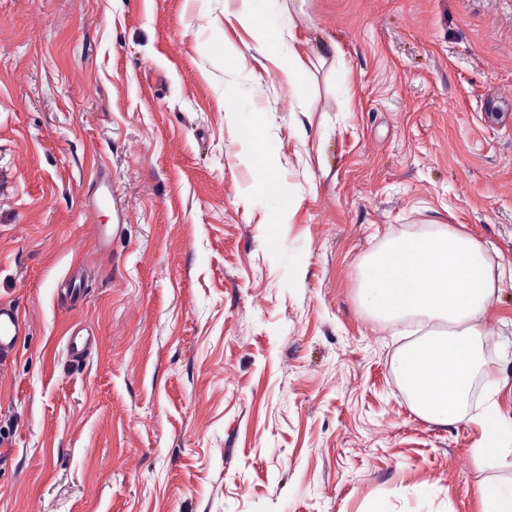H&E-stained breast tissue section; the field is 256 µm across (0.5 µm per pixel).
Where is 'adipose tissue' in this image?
<instances>
[{
    "label": "adipose tissue",
    "mask_w": 512,
    "mask_h": 512,
    "mask_svg": "<svg viewBox=\"0 0 512 512\" xmlns=\"http://www.w3.org/2000/svg\"><path fill=\"white\" fill-rule=\"evenodd\" d=\"M238 2L237 9L225 11V20L248 31L255 62L270 59L278 26L268 0ZM497 283L482 246L444 224L389 238L361 264L359 300L366 311L391 328L414 319L424 329L393 361L414 410L435 425L467 419L480 425L482 441L472 451L480 469L490 462L512 469V421L501 419L491 398L476 414L466 411L481 367L479 319Z\"/></svg>",
    "instance_id": "obj_1"
}]
</instances>
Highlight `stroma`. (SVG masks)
<instances>
[{"label": "stroma", "instance_id": "1", "mask_svg": "<svg viewBox=\"0 0 512 512\" xmlns=\"http://www.w3.org/2000/svg\"><path fill=\"white\" fill-rule=\"evenodd\" d=\"M283 8L303 101L225 58L224 0H0V301L29 323L0 512H480L512 477L412 410L416 325L358 297L387 238L472 236L503 278L469 403L496 379L512 418V0Z\"/></svg>", "mask_w": 512, "mask_h": 512}]
</instances>
